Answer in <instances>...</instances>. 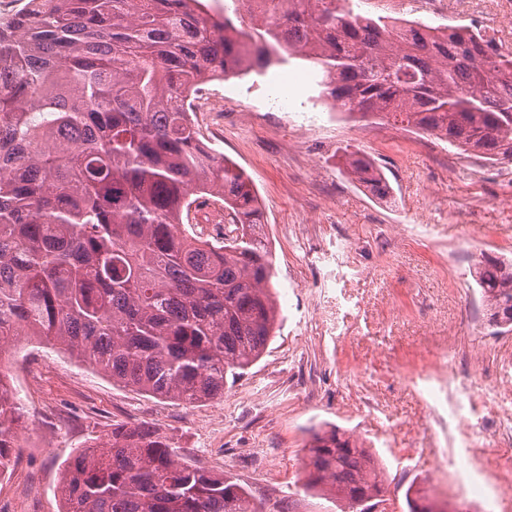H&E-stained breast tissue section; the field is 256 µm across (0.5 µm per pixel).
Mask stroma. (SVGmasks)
Returning <instances> with one entry per match:
<instances>
[{"mask_svg":"<svg viewBox=\"0 0 512 512\" xmlns=\"http://www.w3.org/2000/svg\"><path fill=\"white\" fill-rule=\"evenodd\" d=\"M512 49V0H469ZM309 61L211 81L226 100L195 115L203 141L252 179L272 253L280 311L262 358L223 398L193 407L113 384L59 346L21 336L0 362L24 406L19 454L0 474V512H59L67 458L116 422L173 436L187 458L231 475L263 512H350L304 487L315 433L337 428L383 470L382 493L436 512H512V331L489 327L474 263L512 259V159L477 169L425 132L334 109ZM374 159L392 188L378 198L345 170ZM446 378L471 426L438 422L423 377ZM464 469L448 466V457ZM481 485L482 497L472 493Z\"/></svg>","mask_w":512,"mask_h":512,"instance_id":"stroma-1","label":"stroma"}]
</instances>
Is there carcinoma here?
Returning a JSON list of instances; mask_svg holds the SVG:
<instances>
[{
  "instance_id": "carcinoma-1",
  "label": "carcinoma",
  "mask_w": 512,
  "mask_h": 512,
  "mask_svg": "<svg viewBox=\"0 0 512 512\" xmlns=\"http://www.w3.org/2000/svg\"><path fill=\"white\" fill-rule=\"evenodd\" d=\"M27 0L0 24V352L17 336L55 342L112 382L194 406L224 397L227 376L275 333L271 252L250 177L205 146L190 101L206 80L284 64L320 68L350 113L415 127L464 153L512 157V51L464 28H395L342 0ZM355 180L390 186L360 153ZM224 203L235 235L215 245L177 227L201 199ZM489 325L511 322L512 262L481 257ZM16 390L0 368V473L18 447ZM309 489L354 507L377 497L371 452L333 429L313 438ZM60 512H261L233 479L187 460L153 427L63 465Z\"/></svg>"
}]
</instances>
